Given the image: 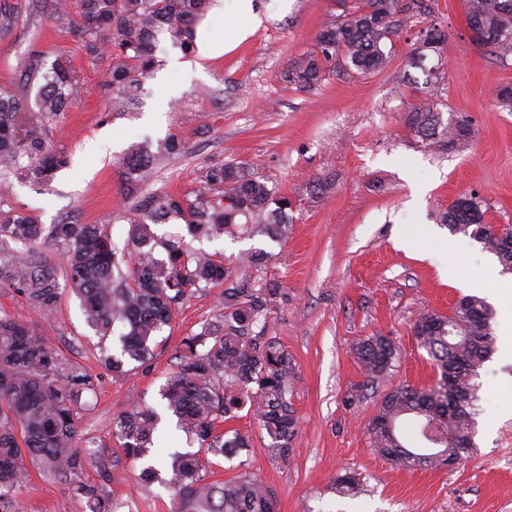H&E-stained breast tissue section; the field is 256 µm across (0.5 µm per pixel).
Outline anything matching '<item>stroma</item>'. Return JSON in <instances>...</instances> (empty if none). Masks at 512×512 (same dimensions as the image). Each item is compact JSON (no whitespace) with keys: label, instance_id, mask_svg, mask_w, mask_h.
Wrapping results in <instances>:
<instances>
[{"label":"stroma","instance_id":"obj_1","mask_svg":"<svg viewBox=\"0 0 512 512\" xmlns=\"http://www.w3.org/2000/svg\"><path fill=\"white\" fill-rule=\"evenodd\" d=\"M360 4L252 0L258 23L241 41L238 0H213L196 40L222 47V54H184L160 33L163 65L145 82L139 104L124 107L107 85L108 40L99 36L96 51H88L77 7L60 15L48 0H0V90H21L22 65L33 51L49 62L68 57L84 81L68 111L41 119L48 147L63 152L68 166L46 187L0 176V208L46 225L103 224L123 246L133 201L117 161L132 145L154 151L174 136L185 145L184 153L159 161L144 186L148 193L190 196L205 167L244 162L288 195L286 239L224 235L201 246L223 253L233 276L272 289L254 332L276 338L293 360L289 398L298 430L289 455L272 453L249 398H242L225 427L248 434L251 446L214 460L207 480L250 473L273 492L277 512H512V354L504 349L480 371L476 450L467 462L409 472L379 457L368 432L391 387L436 378L412 333L416 318L448 313L469 294L473 276L501 270L470 238L461 240L464 252L453 250L456 239L440 214L455 198L473 195L489 223L512 224V101L501 96L512 90V56L499 58L474 38L463 0H399L384 70L363 76L332 61L318 86L291 83L294 62L316 51L322 23ZM432 23L444 28L446 39L441 52L428 54V66L444 68L431 90L410 59ZM426 90L445 118L466 123V139L438 146L412 132L409 106ZM254 248L270 252V259L242 266ZM220 307L219 289L191 293L164 330L162 353L148 367L117 375L101 363L75 295L63 292L49 319L17 288L0 284V315L44 333L67 363L93 376L79 427L107 448L109 461L87 465L85 477L103 485L121 512H170L174 491L140 480L144 463L125 456L112 420L136 398L155 404L183 338L215 320ZM375 334L393 338L400 353L388 374L371 383L354 348ZM29 474L17 495L20 512H90L65 482L35 467ZM345 474L355 478L347 494L337 485Z\"/></svg>","mask_w":512,"mask_h":512}]
</instances>
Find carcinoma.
Listing matches in <instances>:
<instances>
[{
	"label": "carcinoma",
	"instance_id": "1",
	"mask_svg": "<svg viewBox=\"0 0 512 512\" xmlns=\"http://www.w3.org/2000/svg\"><path fill=\"white\" fill-rule=\"evenodd\" d=\"M209 0H79L81 33L96 49L105 32L112 49L108 83L132 99L144 80L162 65L156 54L157 36L166 31L189 54L194 28ZM399 0H365L361 9L330 20L318 36V50L301 58L289 79L302 88L322 80L323 61L336 56L361 73L386 68L385 41L397 33ZM469 28L477 41L500 57L512 54V0H465ZM444 30L433 24L419 45L417 63L426 51H438ZM25 84L39 83L36 96L0 93V162L16 177L34 186L50 183L67 164V157L45 146L42 124L34 114L55 115L76 101L83 86L78 71L64 58L51 66L39 54L23 63ZM407 122L430 143H451L468 135V128L444 120L434 102L420 98L410 107ZM184 148L171 138L152 154L134 147L120 163L119 176L133 199L129 243L137 257L122 270L119 248L103 224L38 223L25 212L0 210V282L22 291L45 316L57 310L65 277L81 303L87 324L98 337L100 361L115 373L132 362L149 366L162 345L159 333L171 324L179 304L192 289L224 288V312L201 331L182 340L175 369L160 388L162 406L176 418L178 428L198 442L196 451L164 455L155 451L163 469L149 464L141 477L172 486L171 512H276L273 493L250 475L230 481H205L210 458H227L251 447L240 432L224 438V422L234 417L246 392L253 416L271 439L269 448L285 456L296 435L297 419L288 394L295 377L292 359L279 341L254 334L266 315L274 289H255L241 277L230 281L224 259L204 249L190 250L183 239L160 236L157 224L179 220L193 237L208 240L225 233L266 235L281 240L288 226L291 202L276 186L242 163L226 162L201 172L203 187L193 197L168 192L144 193L154 164ZM452 235L469 237L494 254L501 267L512 266V250L502 235L512 225L487 222L486 210L474 196L453 203L441 215ZM56 246L63 269L31 256L40 245ZM494 311L487 300L466 295L448 314L422 313L412 332L437 368L430 385L399 384L381 399L368 430L374 451L395 466L413 471L462 464L474 450L479 369L496 346ZM120 348L110 346L115 324ZM364 374L371 382L383 378L398 356L388 336L373 335L355 347ZM94 389L92 375L69 364L46 338L24 322L0 316V512H16L17 493L28 476L30 462L65 479L85 497L90 512H117L113 499L85 479L86 464L100 454L92 439L81 440L77 411L85 393ZM158 411L138 399L112 421L126 457L141 459L155 446Z\"/></svg>",
	"mask_w": 512,
	"mask_h": 512
}]
</instances>
